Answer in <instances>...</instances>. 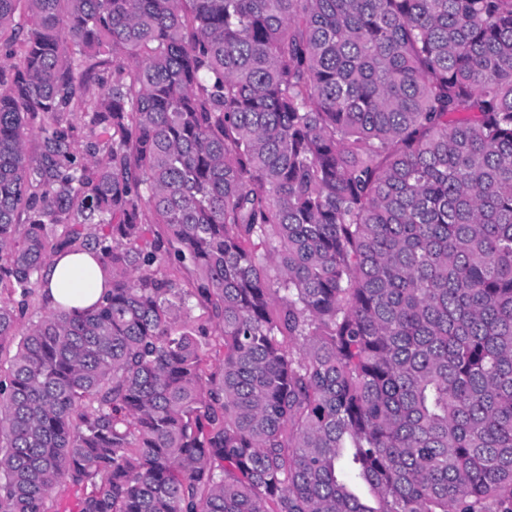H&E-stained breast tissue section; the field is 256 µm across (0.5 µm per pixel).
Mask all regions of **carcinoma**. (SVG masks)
Here are the masks:
<instances>
[{
    "label": "carcinoma",
    "instance_id": "obj_1",
    "mask_svg": "<svg viewBox=\"0 0 512 512\" xmlns=\"http://www.w3.org/2000/svg\"><path fill=\"white\" fill-rule=\"evenodd\" d=\"M7 27L0 512H512V0ZM81 251L106 301L18 332Z\"/></svg>",
    "mask_w": 512,
    "mask_h": 512
}]
</instances>
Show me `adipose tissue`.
I'll return each mask as SVG.
<instances>
[{"instance_id": "1", "label": "adipose tissue", "mask_w": 512, "mask_h": 512, "mask_svg": "<svg viewBox=\"0 0 512 512\" xmlns=\"http://www.w3.org/2000/svg\"><path fill=\"white\" fill-rule=\"evenodd\" d=\"M110 275L86 252L52 257L43 270L44 298L49 307L88 308L103 300Z\"/></svg>"}]
</instances>
